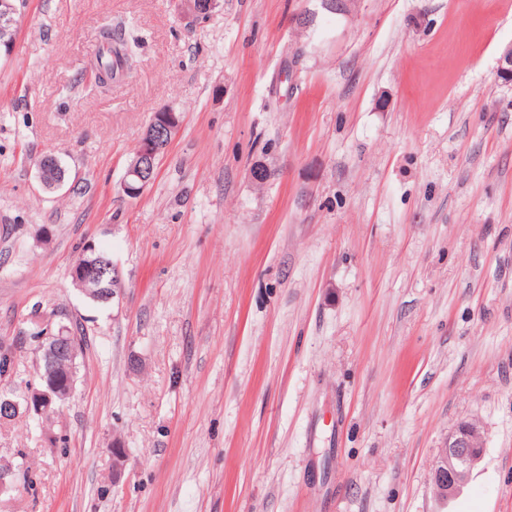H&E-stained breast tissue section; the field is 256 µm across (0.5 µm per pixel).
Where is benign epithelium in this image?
Listing matches in <instances>:
<instances>
[{"mask_svg":"<svg viewBox=\"0 0 512 512\" xmlns=\"http://www.w3.org/2000/svg\"><path fill=\"white\" fill-rule=\"evenodd\" d=\"M19 0H0V48L10 54L15 47L13 25ZM180 126V116L165 111L153 116L141 139L140 150L127 164L122 179L123 192L136 198L151 181L155 163L166 151L171 136ZM39 180L43 188L53 190L64 182V169L58 159L50 154L38 162ZM84 262L80 270L72 273V284L88 299L106 304L120 294L122 275L112 257L88 244L83 251ZM94 281L95 288L83 284ZM32 330L29 339L40 353L37 365V383L26 386V405L6 394L0 393V419L16 416L20 409L43 415L51 408L64 403L74 391L76 382V360L81 352L78 337L66 324L53 328L42 322L39 315L31 313ZM486 439L480 426L474 421L458 423L448 433L439 448L431 479L440 499L448 501L461 493L471 473L484 457Z\"/></svg>","mask_w":512,"mask_h":512,"instance_id":"7a95c632","label":"benign epithelium"}]
</instances>
